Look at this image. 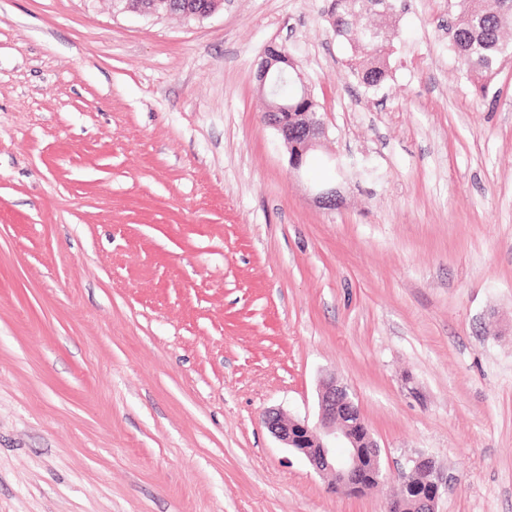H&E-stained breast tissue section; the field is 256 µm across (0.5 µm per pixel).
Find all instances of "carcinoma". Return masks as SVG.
Instances as JSON below:
<instances>
[{
	"label": "carcinoma",
	"mask_w": 512,
	"mask_h": 512,
	"mask_svg": "<svg viewBox=\"0 0 512 512\" xmlns=\"http://www.w3.org/2000/svg\"><path fill=\"white\" fill-rule=\"evenodd\" d=\"M457 10L448 21L451 49L457 57L460 70L475 93L485 98L492 89L500 70L512 62V45L503 33L512 29V0H454ZM391 7L385 13L374 0H329L328 20L334 22L336 39L349 45L351 56L346 67L367 89L380 88L390 76L387 42L372 38L366 26L357 20L371 17L383 28H392L399 22L404 6L399 0H389ZM283 78L277 85L279 100L296 110L304 111L308 103L302 101V86L297 78L301 66L295 57H289Z\"/></svg>",
	"instance_id": "1"
}]
</instances>
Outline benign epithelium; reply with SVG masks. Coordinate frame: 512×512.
I'll return each mask as SVG.
<instances>
[{
    "label": "benign epithelium",
    "mask_w": 512,
    "mask_h": 512,
    "mask_svg": "<svg viewBox=\"0 0 512 512\" xmlns=\"http://www.w3.org/2000/svg\"><path fill=\"white\" fill-rule=\"evenodd\" d=\"M223 0H185L182 15L203 19L212 15ZM287 57L283 46L271 43L261 54L256 81L261 94H266L282 72L275 69L278 60ZM265 122L280 135L289 152L291 169L303 168L308 153L325 135L324 122L315 112H292L288 105L267 101ZM318 204L329 209L340 202L339 191L323 187L316 194ZM271 434L286 447L300 454L318 473L334 476L335 487L350 495L361 488L363 464L371 462L375 481L386 477L380 448L350 397L347 386L332 378L323 384L319 394V422L312 426L305 419L285 417L269 411L263 417ZM405 476L403 494L388 506L397 512H436L442 494L448 490V474L432 457L421 454L409 459L402 469Z\"/></svg>",
    "instance_id": "obj_1"
}]
</instances>
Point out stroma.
I'll return each instance as SVG.
<instances>
[{"label":"stroma","instance_id":"35a3bbf8","mask_svg":"<svg viewBox=\"0 0 512 512\" xmlns=\"http://www.w3.org/2000/svg\"><path fill=\"white\" fill-rule=\"evenodd\" d=\"M325 6L0 0V512H385L418 452L437 512H512V63L475 98L450 0H408L368 90ZM272 42L327 129L298 173ZM333 377L388 471L360 496L262 422ZM180 8L185 17L203 19L212 15L223 3V0H182ZM287 57L283 45L271 43L267 45L262 52L258 64L256 81L259 92L265 96L267 90L271 88L276 78L282 75V72L275 70L274 66L279 59Z\"/></svg>","mask_w":512,"mask_h":512}]
</instances>
